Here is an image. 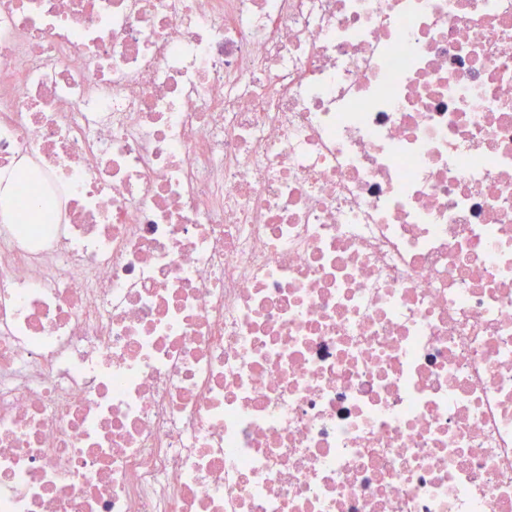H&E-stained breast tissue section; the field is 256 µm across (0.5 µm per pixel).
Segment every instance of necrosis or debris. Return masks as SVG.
I'll use <instances>...</instances> for the list:
<instances>
[{
	"label": "necrosis or debris",
	"mask_w": 512,
	"mask_h": 512,
	"mask_svg": "<svg viewBox=\"0 0 512 512\" xmlns=\"http://www.w3.org/2000/svg\"><path fill=\"white\" fill-rule=\"evenodd\" d=\"M0 512H512V0H0Z\"/></svg>",
	"instance_id": "necrosis-or-debris-1"
}]
</instances>
